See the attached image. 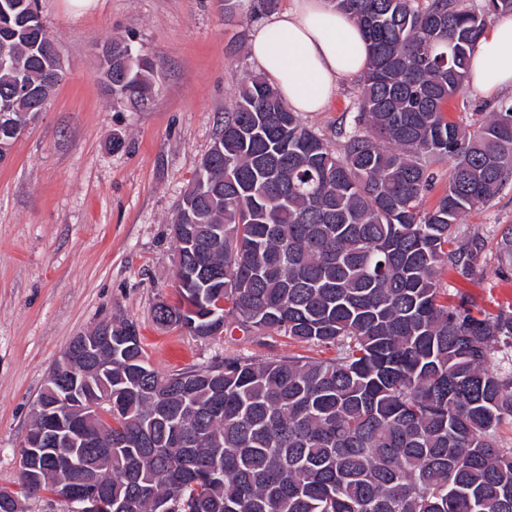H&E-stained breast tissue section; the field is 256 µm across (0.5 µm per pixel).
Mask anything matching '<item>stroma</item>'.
Instances as JSON below:
<instances>
[{
    "label": "stroma",
    "instance_id": "stroma-1",
    "mask_svg": "<svg viewBox=\"0 0 512 512\" xmlns=\"http://www.w3.org/2000/svg\"><path fill=\"white\" fill-rule=\"evenodd\" d=\"M248 8L247 0L232 14L224 0H40L67 77L0 163V488L18 487V451L49 370L100 323L134 321L164 374L294 352L276 334L206 338L154 319L159 300L177 298L175 205L237 84L258 71L246 48ZM115 39L157 62L144 104L118 105L105 91L102 51ZM358 84L340 80L330 103L303 122L337 142L352 125ZM508 224L512 181L460 227L492 242ZM442 282L491 311L512 301V281L491 265L474 281L451 269Z\"/></svg>",
    "mask_w": 512,
    "mask_h": 512
}]
</instances>
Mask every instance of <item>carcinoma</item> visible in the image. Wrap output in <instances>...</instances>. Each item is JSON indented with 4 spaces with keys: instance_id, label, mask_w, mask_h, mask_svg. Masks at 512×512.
<instances>
[{
    "instance_id": "1",
    "label": "carcinoma",
    "mask_w": 512,
    "mask_h": 512,
    "mask_svg": "<svg viewBox=\"0 0 512 512\" xmlns=\"http://www.w3.org/2000/svg\"><path fill=\"white\" fill-rule=\"evenodd\" d=\"M369 43L357 123L333 148L259 75L224 125L171 219L188 281L157 323L212 337L276 333L330 357H226L163 375L125 319L112 323L108 383L124 412L78 417L84 463L112 495L103 512H512V307L490 313L441 287L466 277L487 241L458 224L512 179V102L478 123L450 119L487 19L512 0H334ZM254 0L244 21L275 9ZM0 148L30 103L66 73L47 58L38 0H0ZM112 101L142 103L156 62L110 43ZM448 181L435 206V166ZM512 277V225L495 245ZM21 482L0 496L19 512Z\"/></svg>"
}]
</instances>
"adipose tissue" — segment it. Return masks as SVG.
Here are the masks:
<instances>
[{
    "mask_svg": "<svg viewBox=\"0 0 512 512\" xmlns=\"http://www.w3.org/2000/svg\"><path fill=\"white\" fill-rule=\"evenodd\" d=\"M249 53L290 109L322 111L346 77L366 73L369 46L353 19L330 0H292L255 27ZM470 84L492 94L512 87V14L498 15L477 43Z\"/></svg>",
    "mask_w": 512,
    "mask_h": 512,
    "instance_id": "ef3b65f1",
    "label": "adipose tissue"
}]
</instances>
